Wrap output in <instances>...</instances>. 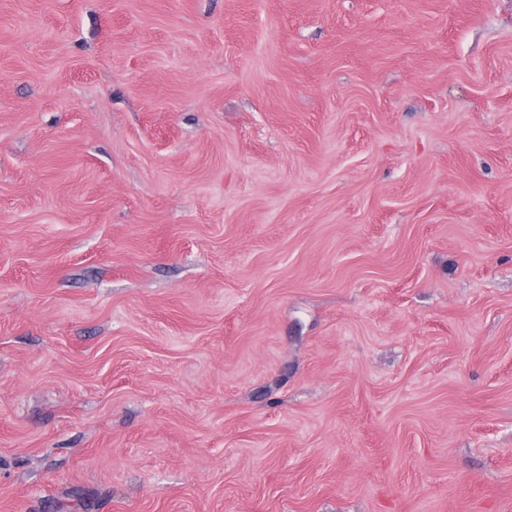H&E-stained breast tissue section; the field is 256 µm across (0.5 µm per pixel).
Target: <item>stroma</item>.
Segmentation results:
<instances>
[{
  "mask_svg": "<svg viewBox=\"0 0 512 512\" xmlns=\"http://www.w3.org/2000/svg\"><path fill=\"white\" fill-rule=\"evenodd\" d=\"M0 512H512V0H0Z\"/></svg>",
  "mask_w": 512,
  "mask_h": 512,
  "instance_id": "stroma-1",
  "label": "stroma"
}]
</instances>
